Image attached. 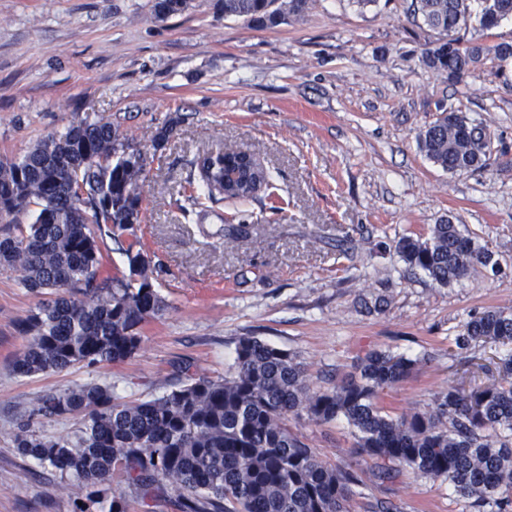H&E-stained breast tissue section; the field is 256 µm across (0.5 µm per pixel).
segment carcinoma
<instances>
[{"instance_id":"cac0c4a2","label":"carcinoma","mask_w":512,"mask_h":512,"mask_svg":"<svg viewBox=\"0 0 512 512\" xmlns=\"http://www.w3.org/2000/svg\"><path fill=\"white\" fill-rule=\"evenodd\" d=\"M480 30L512 19V0H415L414 12L445 36L426 49L425 65L457 81L487 59L506 61L502 44H462L457 33L472 18ZM187 0H155L159 17L182 12ZM224 17L275 28L308 10L309 0H216ZM427 159L442 170L485 165L484 128L445 110L418 134ZM234 147L197 162L200 190L187 200L246 201L267 186L265 168ZM239 171L237 179L225 174ZM145 159L120 127L84 118L47 136L20 160L0 159V221L38 206L34 221L0 237V268L20 273L29 292L56 293L18 323L27 344L14 370L25 376L121 363L137 353L142 329L166 310L155 287L156 264L143 248L141 222ZM119 245L126 271L111 275L106 240ZM403 261L439 285L476 265L500 269L487 246L446 219L427 239L399 243ZM512 343V314L486 310L454 338L466 351L479 341ZM416 361L374 350L329 391H314L297 356L256 336H242L233 372L193 377L144 402L116 403L112 390L88 383L46 392L32 404L15 448L65 480L75 512H130L127 494L147 508L176 494L179 512H350L357 477L319 462L285 420L306 414L316 423L344 417L355 429L356 454L393 479L404 469L448 480L478 508L512 512V353L500 358V378L466 392L451 390L426 411L393 418L385 392L411 376ZM78 417L73 440L38 434L34 418Z\"/></svg>"}]
</instances>
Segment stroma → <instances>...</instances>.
I'll use <instances>...</instances> for the list:
<instances>
[{"mask_svg": "<svg viewBox=\"0 0 512 512\" xmlns=\"http://www.w3.org/2000/svg\"><path fill=\"white\" fill-rule=\"evenodd\" d=\"M214 3L160 19L154 0H0V159L86 115L120 125L146 159L138 233L168 303L125 362L25 377L17 324L39 298L0 269V512L74 510L59 475L14 446L44 392L95 382L115 401L149 400L192 372L229 374L239 337L255 336L296 353L314 390L372 350L415 359L383 398L400 416L467 380L452 344L463 323L512 312V59L449 81L422 61L439 34L412 0H313L272 29ZM444 108L485 128L484 167L450 173L421 152ZM226 146L253 153L273 191L183 215L192 162ZM448 217L500 273L478 266L442 286L405 264L400 239ZM286 423L320 462L356 473L351 512H477L444 479H379L345 418Z\"/></svg>", "mask_w": 512, "mask_h": 512, "instance_id": "1", "label": "stroma"}]
</instances>
